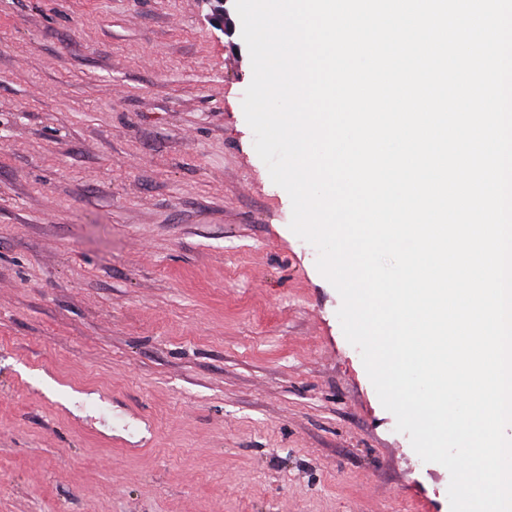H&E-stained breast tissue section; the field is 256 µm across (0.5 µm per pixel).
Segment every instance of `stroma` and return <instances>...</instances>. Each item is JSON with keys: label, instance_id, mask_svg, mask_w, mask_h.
<instances>
[{"label": "stroma", "instance_id": "stroma-1", "mask_svg": "<svg viewBox=\"0 0 512 512\" xmlns=\"http://www.w3.org/2000/svg\"><path fill=\"white\" fill-rule=\"evenodd\" d=\"M209 11L0 0V512H450Z\"/></svg>", "mask_w": 512, "mask_h": 512}]
</instances>
